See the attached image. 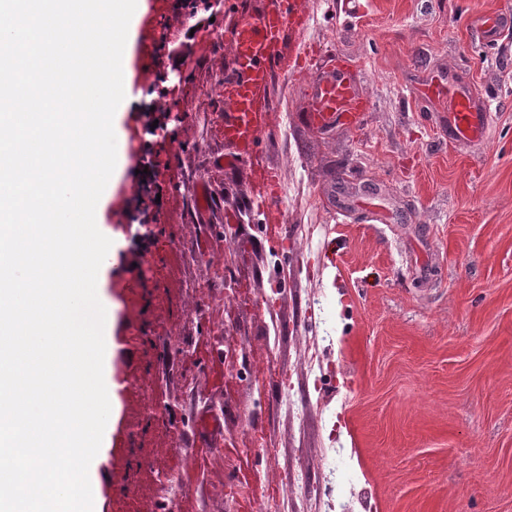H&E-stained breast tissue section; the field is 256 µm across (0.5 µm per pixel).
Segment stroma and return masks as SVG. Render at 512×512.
Here are the masks:
<instances>
[{
  "mask_svg": "<svg viewBox=\"0 0 512 512\" xmlns=\"http://www.w3.org/2000/svg\"><path fill=\"white\" fill-rule=\"evenodd\" d=\"M304 2L295 41L349 60L358 125L304 123L300 70L270 86L253 160L221 167L226 36L264 2L214 15L145 0L133 78L169 87L153 113L126 115L106 216L155 232L128 240L106 282L117 409L103 512H512V28L480 25L512 0ZM165 32L187 56L163 49ZM452 75L490 115L481 145L448 137ZM151 118L165 139H144ZM267 167L282 184L271 217ZM199 340L209 355L185 363ZM206 412L219 432L200 431ZM299 468L303 489L289 483Z\"/></svg>",
  "mask_w": 512,
  "mask_h": 512,
  "instance_id": "35a3bbf8",
  "label": "stroma"
}]
</instances>
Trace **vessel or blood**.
Returning <instances> with one entry per match:
<instances>
[{
    "mask_svg": "<svg viewBox=\"0 0 512 512\" xmlns=\"http://www.w3.org/2000/svg\"><path fill=\"white\" fill-rule=\"evenodd\" d=\"M308 14L302 0H269L260 13L242 19L232 30V74L224 81V139L235 147L219 157V164L237 166L252 160L274 109L266 90L277 72L294 71L296 55L286 53L289 35L304 29ZM357 100L343 60L321 65L312 76L307 122L329 128L353 124ZM487 115L476 104L471 90L456 80L448 82V135L455 140L482 141Z\"/></svg>",
    "mask_w": 512,
    "mask_h": 512,
    "instance_id": "obj_1",
    "label": "vessel or blood"
}]
</instances>
